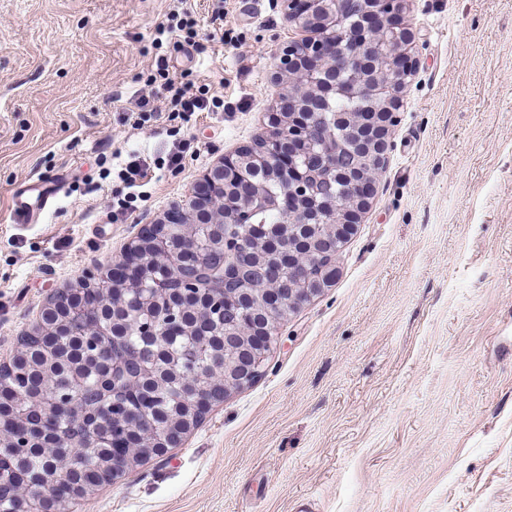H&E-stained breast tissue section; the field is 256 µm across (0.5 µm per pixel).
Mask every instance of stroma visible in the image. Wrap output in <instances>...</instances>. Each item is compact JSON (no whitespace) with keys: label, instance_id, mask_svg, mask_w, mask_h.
Masks as SVG:
<instances>
[{"label":"stroma","instance_id":"obj_1","mask_svg":"<svg viewBox=\"0 0 512 512\" xmlns=\"http://www.w3.org/2000/svg\"><path fill=\"white\" fill-rule=\"evenodd\" d=\"M401 18L417 66L335 283L182 447L68 512H512V0H403ZM300 34L281 0H0V362L264 133L289 91L273 53ZM161 58L206 110L169 111ZM138 157L135 198L118 172ZM53 173L38 222L11 223L13 192Z\"/></svg>","mask_w":512,"mask_h":512}]
</instances>
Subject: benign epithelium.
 Wrapping results in <instances>:
<instances>
[{"mask_svg": "<svg viewBox=\"0 0 512 512\" xmlns=\"http://www.w3.org/2000/svg\"><path fill=\"white\" fill-rule=\"evenodd\" d=\"M288 18L310 35L291 40L275 52L277 77H286L292 83L286 102L267 116V131L256 143L245 146L217 161L191 186L183 199L172 203L164 221L149 228L126 247L121 262L133 268V273L122 279L121 307L128 312L139 309L148 300L166 296L178 282L177 296L184 300H204L201 308L205 328L223 320L227 309L238 305L241 298L253 301L260 314L241 321L234 331L224 333V350L236 353L234 363L217 362L211 366L214 381L224 383V396L254 382L263 372L277 337L269 330V319H285L311 302L334 280L309 283L307 277L311 249L318 245L327 252L339 254L361 223L369 207L372 181L384 170L387 152L398 112L403 106L404 76L409 73L408 50L414 42L412 30L393 20L401 9L402 0H283ZM344 28L355 31V39L347 46L337 44L336 33ZM384 34L391 36V45L380 57L383 65L371 80H366L369 61L358 45L366 44ZM362 98L376 102L347 114L331 112V99ZM344 126L345 146L360 154V167L349 180L348 200L336 204L318 196L316 187L309 183L306 172L314 162H328L334 153L336 124ZM263 175L275 179L280 195L288 199L289 227L305 233L297 247L290 252L292 267L288 276L278 279L266 288H237L241 278L239 266L224 272V284L218 290L205 288L196 276L184 273L187 268H198L208 262L209 248L195 235L186 234L176 240L173 228L198 225L217 229L224 224V215L231 213L235 224L254 225L260 208L255 179ZM323 210L340 213V220L329 225L314 223ZM112 282V269L89 271L83 287L100 288ZM66 304L70 314L83 310L77 291L68 296L58 293L51 297L45 315L60 304ZM183 308L170 309L163 327L154 330L148 326L129 324L127 332L155 339L160 337L170 347L182 338ZM169 371L181 383L178 404L187 411L181 423L160 424L141 413L128 416L134 426H141L152 436L148 445L126 444L125 455L112 460V479L122 476L135 462L160 457L168 449L181 444L184 437L203 418L212 401L204 397L208 388L196 383L193 366ZM155 369L140 365L137 372L126 375L118 384L120 391L135 396L142 378ZM46 399L54 404L51 414L58 420H74L85 425L92 436L113 417L101 412L95 417L84 415L73 398L58 401L51 393ZM11 512H59L57 503L47 493L29 488L24 500L14 496Z\"/></svg>", "mask_w": 512, "mask_h": 512, "instance_id": "1", "label": "benign epithelium"}]
</instances>
